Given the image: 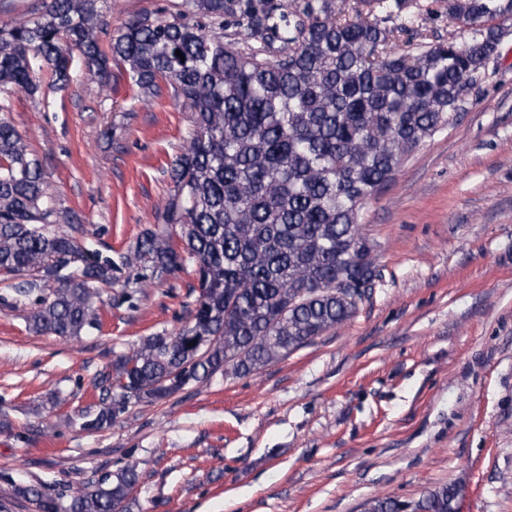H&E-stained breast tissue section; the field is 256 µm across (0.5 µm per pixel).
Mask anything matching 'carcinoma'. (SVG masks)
Instances as JSON below:
<instances>
[{
  "mask_svg": "<svg viewBox=\"0 0 512 512\" xmlns=\"http://www.w3.org/2000/svg\"><path fill=\"white\" fill-rule=\"evenodd\" d=\"M361 2L368 12L349 14L336 0H180L169 19L125 23L108 55L105 0H48L0 28V91L34 96L42 64L63 87L75 57L101 72L112 57L144 94L169 85L191 112L160 212L178 242L146 229L115 254L87 245L80 218L57 207L40 160L0 116V273L19 280L29 331L75 338L99 329L101 287L138 263L144 281L195 267L189 323L143 337L101 370L83 430L217 372L256 373L350 320L373 288L362 209L448 127L464 82L496 55L506 30L495 20L512 0H448V18L470 37L406 50L397 41L413 16L402 0ZM227 16L240 47L224 40ZM60 222L65 231L47 230ZM139 477L129 463L69 495L17 492L36 512H129ZM459 495L446 484L411 502L372 498L364 512H457Z\"/></svg>",
  "mask_w": 512,
  "mask_h": 512,
  "instance_id": "1",
  "label": "carcinoma"
}]
</instances>
